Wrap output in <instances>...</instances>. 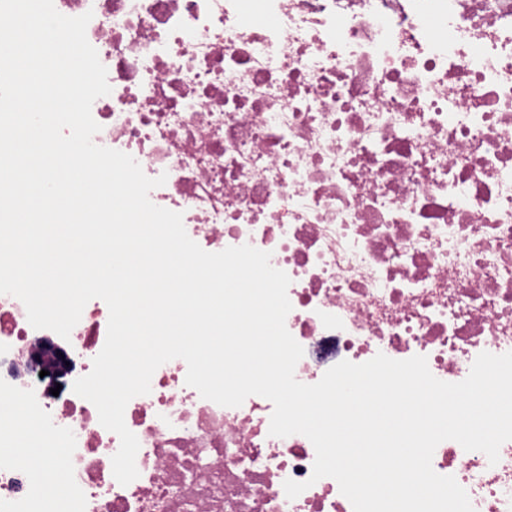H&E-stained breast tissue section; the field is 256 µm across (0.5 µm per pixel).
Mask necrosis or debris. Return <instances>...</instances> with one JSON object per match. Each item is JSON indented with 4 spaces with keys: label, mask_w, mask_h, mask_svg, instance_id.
I'll return each mask as SVG.
<instances>
[{
    "label": "necrosis or debris",
    "mask_w": 512,
    "mask_h": 512,
    "mask_svg": "<svg viewBox=\"0 0 512 512\" xmlns=\"http://www.w3.org/2000/svg\"><path fill=\"white\" fill-rule=\"evenodd\" d=\"M54 5L92 15L111 86L94 143L165 176L151 202L203 250L248 244L290 277L298 381L382 353L456 383L481 352L512 351V0ZM108 318L91 300L64 339L0 294V512H353L335 479L311 481L307 437L270 436L268 399H204L180 358L125 409L139 476L120 485V439L73 391ZM44 339L71 361L56 395L28 366ZM15 412L36 433L5 425ZM44 438L54 456L32 459ZM432 466L475 512H512V441L493 465L446 440ZM47 467L61 480L35 490ZM289 479L308 487L287 498Z\"/></svg>",
    "instance_id": "4bbe7bcc"
}]
</instances>
